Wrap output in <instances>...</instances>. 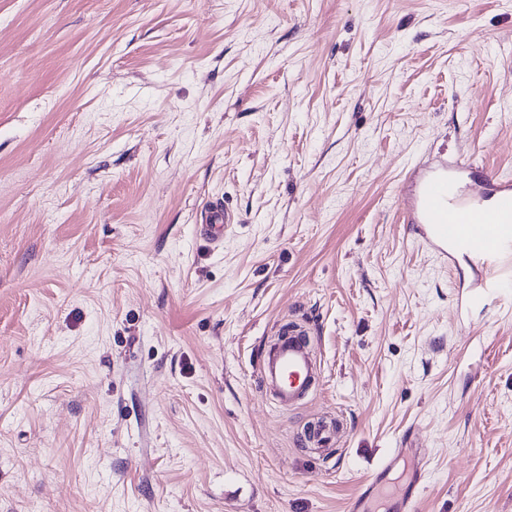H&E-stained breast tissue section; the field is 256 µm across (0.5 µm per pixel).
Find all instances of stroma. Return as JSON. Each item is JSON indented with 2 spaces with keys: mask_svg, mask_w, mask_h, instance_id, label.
<instances>
[{
  "mask_svg": "<svg viewBox=\"0 0 512 512\" xmlns=\"http://www.w3.org/2000/svg\"><path fill=\"white\" fill-rule=\"evenodd\" d=\"M439 157L512 177V0H0V512H347L396 448L378 512H512L508 302L404 220ZM206 208V224L200 225V234L211 243L219 244L223 241L224 229L233 223V217L221 202L210 203ZM281 327L279 339L260 353L257 370L263 386L271 390L280 404L291 407L307 395L314 379V362L306 334Z\"/></svg>",
  "mask_w": 512,
  "mask_h": 512,
  "instance_id": "35a3bbf8",
  "label": "stroma"
}]
</instances>
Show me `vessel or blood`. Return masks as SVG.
Returning a JSON list of instances; mask_svg holds the SVG:
<instances>
[{"label":"vessel or blood","mask_w":512,"mask_h":512,"mask_svg":"<svg viewBox=\"0 0 512 512\" xmlns=\"http://www.w3.org/2000/svg\"><path fill=\"white\" fill-rule=\"evenodd\" d=\"M417 196L408 208L409 223L418 225L419 242L446 264L469 259L479 272L476 287L465 302L473 309L486 308L512 291V179L486 170L467 180L468 164L462 159L440 158L420 164ZM201 235L221 243L233 221L221 202L205 211ZM278 339L258 358L263 386L276 400L292 406L307 395L314 379V362L301 330L279 329Z\"/></svg>","instance_id":"obj_1"}]
</instances>
